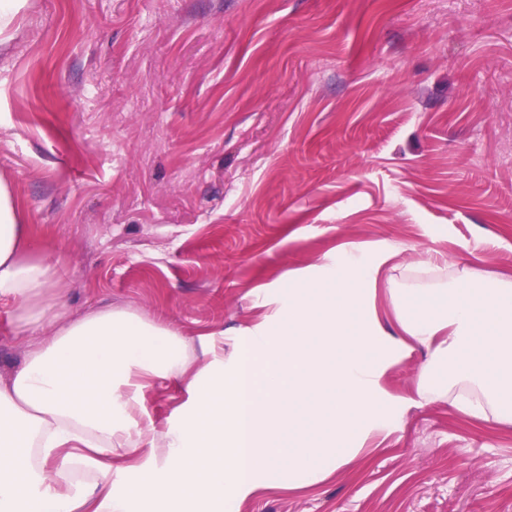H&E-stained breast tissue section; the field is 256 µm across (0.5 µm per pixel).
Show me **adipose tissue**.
<instances>
[{
  "instance_id": "obj_1",
  "label": "adipose tissue",
  "mask_w": 512,
  "mask_h": 512,
  "mask_svg": "<svg viewBox=\"0 0 512 512\" xmlns=\"http://www.w3.org/2000/svg\"><path fill=\"white\" fill-rule=\"evenodd\" d=\"M394 257L289 275L231 345L194 341L124 309L71 314L0 182V307L34 335L0 377V512H239L331 476L415 402L512 425V279ZM416 344V397L392 396L384 378ZM168 380L185 393L172 420L138 427L144 390Z\"/></svg>"
}]
</instances>
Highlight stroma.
Returning a JSON list of instances; mask_svg holds the SVG:
<instances>
[{
	"label": "stroma",
	"mask_w": 512,
	"mask_h": 512,
	"mask_svg": "<svg viewBox=\"0 0 512 512\" xmlns=\"http://www.w3.org/2000/svg\"><path fill=\"white\" fill-rule=\"evenodd\" d=\"M0 179L61 303L190 337L340 248L512 278V0H26L0 35ZM428 359L386 390L414 396ZM180 402L158 383L136 421ZM240 512H512V426L412 406Z\"/></svg>",
	"instance_id": "stroma-1"
}]
</instances>
